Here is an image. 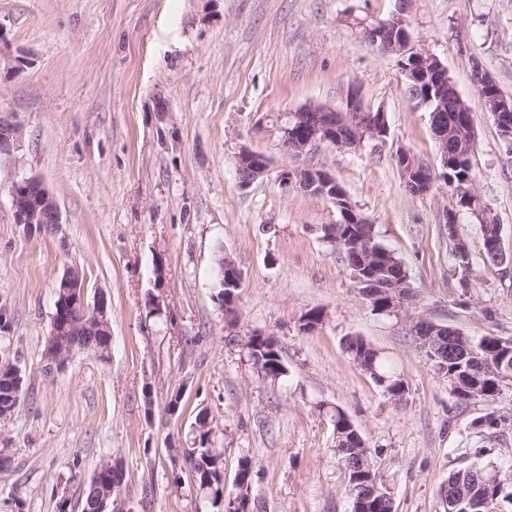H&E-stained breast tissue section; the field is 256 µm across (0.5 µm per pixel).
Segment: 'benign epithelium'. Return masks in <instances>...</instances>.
Instances as JSON below:
<instances>
[{
	"instance_id": "benign-epithelium-1",
	"label": "benign epithelium",
	"mask_w": 512,
	"mask_h": 512,
	"mask_svg": "<svg viewBox=\"0 0 512 512\" xmlns=\"http://www.w3.org/2000/svg\"><path fill=\"white\" fill-rule=\"evenodd\" d=\"M367 42L385 52L397 56L400 67L408 79H415L414 69L421 61L434 63L437 100H442L448 90V73L440 61L432 54L412 44L409 24L403 14L377 25L372 24L363 30ZM367 108L358 94H351L345 107L339 110L329 107H308L292 112L289 121L278 126L281 145L290 153L301 156L320 142H331L345 148L347 144L340 138L338 128L342 124L356 122ZM20 138L19 127L9 121L0 122V163L15 160V152ZM268 168L265 156L247 149L238 154L237 175L243 187L251 185L262 177ZM406 188L415 192L421 185L418 162L406 159L400 165ZM279 184L285 191L299 190L330 200L333 204L347 207L346 196L336 187V178L323 168L309 165L305 168L285 169L281 172ZM11 205L15 222L35 226L48 233L56 231L61 224V215L56 199L45 183L35 175H24L12 182L10 189ZM495 261L504 268V273L512 274V251L497 242L492 248ZM240 273L234 264L220 267V284L230 290L239 287ZM57 313L54 319L67 320V334L59 335L52 328L49 345L53 351L43 358V373L47 377L64 370L77 352H87L98 359L110 357L112 349L111 323L108 318L107 300L98 293L93 302L86 297L85 282L78 271L68 269L57 284Z\"/></svg>"
}]
</instances>
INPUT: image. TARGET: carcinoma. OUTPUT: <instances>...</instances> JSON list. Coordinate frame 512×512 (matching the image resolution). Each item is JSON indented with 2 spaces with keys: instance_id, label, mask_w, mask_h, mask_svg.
Listing matches in <instances>:
<instances>
[{
  "instance_id": "cac0c4a2",
  "label": "carcinoma",
  "mask_w": 512,
  "mask_h": 512,
  "mask_svg": "<svg viewBox=\"0 0 512 512\" xmlns=\"http://www.w3.org/2000/svg\"><path fill=\"white\" fill-rule=\"evenodd\" d=\"M409 98L416 106L435 115V119L448 126V140L438 144L439 150L448 152V180L456 206L465 208L480 223L483 237L485 260L493 262L489 246L498 232L499 225L490 215L487 207L479 203L480 195L476 186L466 183L472 174L471 158L474 153L475 137L468 124L472 121L471 111L465 100L451 95L445 102V111H438L439 102H426L418 98L412 85H407ZM349 138L362 141L373 139V129L365 120L356 125L343 127ZM334 248L351 269L358 272L363 262L372 255L379 259L381 273L371 281L370 286L377 297L369 300L374 311L380 314H393L386 309L387 297L382 292L396 284L410 287V276L404 262L377 239L374 227L366 224H346L344 215L336 221V243ZM507 336L486 334L479 337L458 332L453 339L439 336L429 343H421L427 358L435 369L448 380L450 394L458 402L481 399L492 403L503 385L512 382V346ZM345 351L352 362H361L362 371L384 389L391 398L402 402L407 385L401 375L394 372L381 353L360 336L345 338ZM348 415L341 409L331 411L330 420L335 437V454L341 466L352 464L346 475L348 489L353 498L361 499L360 512H394V501L390 491L381 483L366 459L370 458V448L353 440L354 431L346 429ZM480 426L490 434L512 426V413L494 409L480 420ZM198 445L189 449L195 454V466H210V462L223 458L222 453L208 443L209 433L196 435ZM440 496L447 505L446 512H512V472H503L492 463L474 462L454 471L448 482L440 490Z\"/></svg>"
}]
</instances>
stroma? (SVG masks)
I'll list each match as a JSON object with an SVG mask.
<instances>
[{
  "label": "stroma",
  "instance_id": "1",
  "mask_svg": "<svg viewBox=\"0 0 512 512\" xmlns=\"http://www.w3.org/2000/svg\"><path fill=\"white\" fill-rule=\"evenodd\" d=\"M400 12L472 111L477 188L512 249V153L472 79L481 67L512 96V0H0V118L22 130L15 162L0 165V363L25 381L0 420V512H57L61 491L79 501L107 460L123 472L112 512H224L178 454L202 416L224 454L225 496L250 458L259 512H352L328 405L359 429L396 512H444L441 485L475 459L512 465V426L487 437L476 426L487 404L457 403L405 316L373 311L324 237L335 206L278 184L284 169L323 167L404 261L412 313L512 336V279L485 260L478 221L461 211L447 226L444 181L415 195L401 177L403 149L440 169L430 117L395 57L355 26ZM353 91L384 112L385 139L295 158L268 129L286 111L343 108ZM245 148L269 161L246 188ZM22 175L53 193L56 233L15 223L9 187ZM227 256L241 274L228 308L217 298ZM69 268L88 294L106 293L112 350L75 353L48 378L43 347ZM312 311L319 325L301 331ZM254 333L275 338L285 377L253 364ZM348 336L385 355L407 384L402 402L352 363Z\"/></svg>",
  "mask_w": 512,
  "mask_h": 512
}]
</instances>
